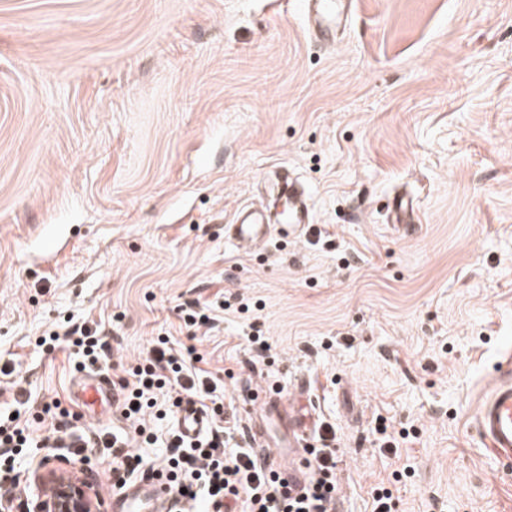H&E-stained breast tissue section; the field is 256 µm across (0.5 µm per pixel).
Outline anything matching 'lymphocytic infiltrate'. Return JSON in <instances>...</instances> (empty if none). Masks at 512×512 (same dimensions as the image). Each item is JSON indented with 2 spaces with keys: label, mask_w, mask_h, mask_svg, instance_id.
Returning <instances> with one entry per match:
<instances>
[{
  "label": "lymphocytic infiltrate",
  "mask_w": 512,
  "mask_h": 512,
  "mask_svg": "<svg viewBox=\"0 0 512 512\" xmlns=\"http://www.w3.org/2000/svg\"><path fill=\"white\" fill-rule=\"evenodd\" d=\"M37 347L54 350L72 349L79 359V368L106 365L112 348L99 328L74 325L65 332H50L39 337ZM194 348L178 352L170 347L167 337L154 340L142 361L113 388L120 399L118 408L129 421V431H101L94 437L71 439V412L45 405L43 411L55 419L53 441L69 444L86 453L88 449L105 447L112 451L113 487L128 484L129 477L140 463L133 449L153 444L151 419L162 418L163 408H180L184 400L196 401L211 419L210 428L196 438L181 433L170 434L166 455L160 467L167 475L170 492L182 497L193 512H335L338 486L336 482V432L331 425H322L316 436L318 447L308 449L306 465L312 475L300 491H293L286 474L260 467L253 452L241 448L224 449V406L216 394L211 373L197 368ZM34 443L25 426L13 416H0V477L15 478L11 463L14 451L32 447Z\"/></svg>",
  "instance_id": "f902f5d3"
}]
</instances>
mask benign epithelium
<instances>
[{"instance_id":"obj_1","label":"benign epithelium","mask_w":512,"mask_h":512,"mask_svg":"<svg viewBox=\"0 0 512 512\" xmlns=\"http://www.w3.org/2000/svg\"><path fill=\"white\" fill-rule=\"evenodd\" d=\"M25 481L30 494L21 512H101L93 482L60 455L42 456L27 470Z\"/></svg>"}]
</instances>
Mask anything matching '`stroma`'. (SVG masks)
I'll return each instance as SVG.
<instances>
[{
	"instance_id": "1",
	"label": "stroma",
	"mask_w": 512,
	"mask_h": 512,
	"mask_svg": "<svg viewBox=\"0 0 512 512\" xmlns=\"http://www.w3.org/2000/svg\"><path fill=\"white\" fill-rule=\"evenodd\" d=\"M294 2L0 0V413L40 441L72 400L47 330L100 325L110 378L165 334L295 468L255 395L308 384L337 512L382 482L396 512H512L475 430L512 348V0H355L330 47ZM284 165L312 223L237 252L225 224Z\"/></svg>"
}]
</instances>
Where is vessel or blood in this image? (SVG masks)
<instances>
[{
	"label": "vessel or blood",
	"instance_id": "1",
	"mask_svg": "<svg viewBox=\"0 0 512 512\" xmlns=\"http://www.w3.org/2000/svg\"><path fill=\"white\" fill-rule=\"evenodd\" d=\"M303 13L309 14L316 36H335L339 27L351 20L352 0H299ZM266 205L241 206L231 224L224 227V238L236 248L248 251L264 243L274 225L302 226L312 223L308 189L289 172L277 175L269 187ZM506 378L483 398L476 413V432L481 441L500 460L512 461V353L502 361ZM112 385L103 376L81 379L77 384L78 403L91 406L113 400ZM206 416L196 408H184L178 416L180 431L197 435L206 425ZM173 501L165 480L151 481L121 489L112 497L113 512H172Z\"/></svg>",
	"mask_w": 512,
	"mask_h": 512
}]
</instances>
